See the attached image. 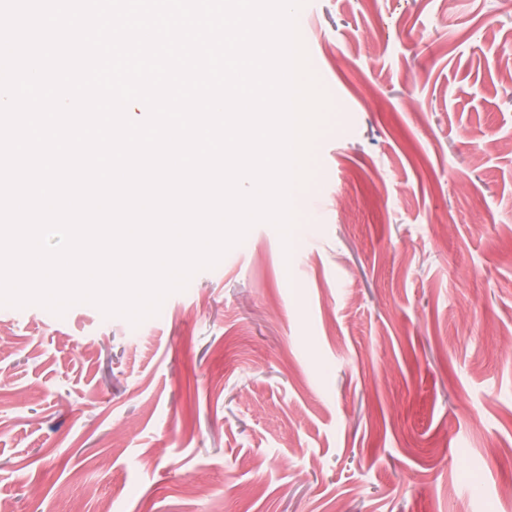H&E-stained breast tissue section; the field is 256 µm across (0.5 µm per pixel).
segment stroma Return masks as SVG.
I'll return each instance as SVG.
<instances>
[{
  "instance_id": "obj_1",
  "label": "stroma",
  "mask_w": 512,
  "mask_h": 512,
  "mask_svg": "<svg viewBox=\"0 0 512 512\" xmlns=\"http://www.w3.org/2000/svg\"><path fill=\"white\" fill-rule=\"evenodd\" d=\"M333 108L139 326L0 306L9 512H512V7L310 0Z\"/></svg>"
}]
</instances>
